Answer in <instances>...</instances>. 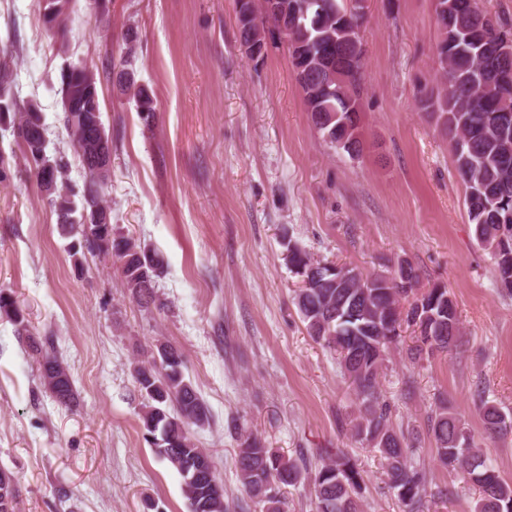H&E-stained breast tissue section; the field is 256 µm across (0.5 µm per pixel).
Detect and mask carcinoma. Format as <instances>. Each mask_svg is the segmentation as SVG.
<instances>
[{"label":"carcinoma","instance_id":"obj_1","mask_svg":"<svg viewBox=\"0 0 512 512\" xmlns=\"http://www.w3.org/2000/svg\"><path fill=\"white\" fill-rule=\"evenodd\" d=\"M448 10L437 15L441 54L448 68L444 88L425 95L421 108L444 128L451 139L458 175L465 185L468 218L481 246L490 250L497 281H512V92L505 93L488 52L481 0H443ZM357 21L342 0H308L307 15L288 27V38L325 49V34L339 44L335 54L347 61L349 94L340 97L329 89L303 88L312 121L325 142L335 150L357 157L363 146L359 133L361 77L364 50L342 42L338 30ZM99 72L83 66L61 71L60 89L81 92L75 108L63 112L64 128L86 175L81 203L66 178L67 162L48 155L42 112L32 103H19L14 92L10 60H0V126L11 132L22 158L35 166L37 183L71 241L67 252L77 268L86 254L109 255L121 268L127 288L139 302L154 300V280L162 267L157 255L132 237L112 232V207L100 190L110 171L100 172L91 147L103 139L107 156L112 140L102 121L98 94ZM295 275L310 277V286L298 289L295 303L309 335L334 351L343 375L356 396L357 411L350 420L351 436L360 445L379 452L387 484L408 512H418L428 497L425 470L414 460L421 434L397 430L390 422L391 408L381 393L379 375L391 347L402 343V332L412 331L415 345L406 350L410 360L448 350L460 331V321L448 289L435 285L420 293L414 288L418 274L398 273L399 283L388 285L385 276L367 274L363 286L336 283L344 266L323 263L304 248L288 244ZM0 318L10 321L28 346L41 371L44 385L61 405L74 399L71 376L59 358L54 340L32 327L14 292L0 288ZM158 359L134 367L144 399V440L181 476L188 512H230L229 497L215 472L212 455L196 446L188 435L191 426L209 423L210 412L182 371V355L171 345H157ZM481 417L489 434L512 427V419L494 404L481 401ZM439 460L477 486L474 512H512V483L477 453L473 437L457 415L442 403L428 425ZM243 491L259 512H282L281 490L300 484L306 467L297 459L267 448L256 436L240 438L236 458ZM363 478L350 454L339 450L313 478L315 512H362ZM17 487L0 485V512H16Z\"/></svg>","mask_w":512,"mask_h":512}]
</instances>
